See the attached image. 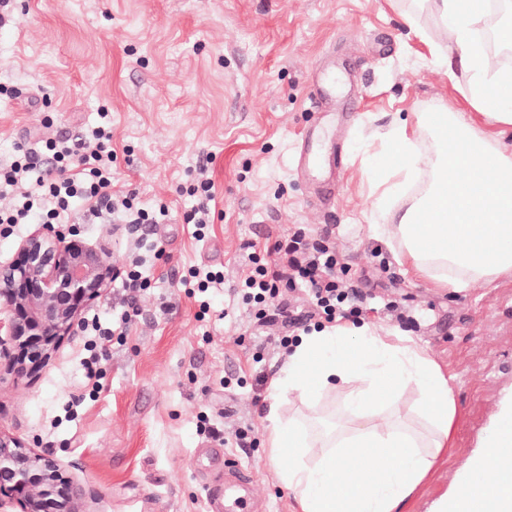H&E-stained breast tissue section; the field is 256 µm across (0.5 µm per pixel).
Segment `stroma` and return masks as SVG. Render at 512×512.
Here are the masks:
<instances>
[{
    "label": "stroma",
    "instance_id": "1",
    "mask_svg": "<svg viewBox=\"0 0 512 512\" xmlns=\"http://www.w3.org/2000/svg\"><path fill=\"white\" fill-rule=\"evenodd\" d=\"M0 24V163L18 149L45 174L47 142L77 139L110 118L112 194L167 206L163 224L82 223L118 270L85 320L119 326L139 315L101 364L89 395L86 331L64 337L48 365L0 377V429L52 455L81 482L90 512H204L203 486L236 455L251 473L254 512H297L266 441L270 387L289 352L280 316L257 327L238 283L260 262L275 269L295 234L326 245L343 284L366 295L361 321L411 338L450 376L451 446L404 512L449 492L512 392V274L462 291L406 274L392 227L427 188L435 137L424 112H453L483 130L448 37L428 0H10ZM320 124L337 146L336 186L315 194L301 176L302 135ZM417 137L420 177L383 198L375 179L399 126ZM213 182L203 237L185 216L190 187ZM151 285L124 288L132 259ZM221 273L197 290L192 270ZM209 309H201V301ZM350 384L284 416L344 419Z\"/></svg>",
    "mask_w": 512,
    "mask_h": 512
}]
</instances>
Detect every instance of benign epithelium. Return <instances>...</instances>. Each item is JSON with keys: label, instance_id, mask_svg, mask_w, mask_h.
I'll return each instance as SVG.
<instances>
[{"label": "benign epithelium", "instance_id": "7a95c632", "mask_svg": "<svg viewBox=\"0 0 512 512\" xmlns=\"http://www.w3.org/2000/svg\"><path fill=\"white\" fill-rule=\"evenodd\" d=\"M19 258L0 264V371L17 378L41 369L61 339L75 335L82 312L114 274L103 247L43 224L25 237ZM21 512H87L85 487L62 474L52 457L0 430V495Z\"/></svg>", "mask_w": 512, "mask_h": 512}]
</instances>
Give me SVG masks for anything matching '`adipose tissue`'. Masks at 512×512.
Instances as JSON below:
<instances>
[{"label":"adipose tissue","instance_id":"obj_1","mask_svg":"<svg viewBox=\"0 0 512 512\" xmlns=\"http://www.w3.org/2000/svg\"><path fill=\"white\" fill-rule=\"evenodd\" d=\"M433 2L448 35V50L458 54L466 74V99L490 129L475 134L444 112L420 117V126L435 134L455 129L465 147L452 151L439 144L435 178L426 194L430 210L413 204L395 229L400 260L413 276L444 288H465L512 274V156L497 141L498 128L512 127V68L486 54L475 37L483 0ZM387 155L394 193L399 184L416 178L421 158L403 129L392 136ZM345 342L352 343L351 353L341 351ZM340 380L355 384L346 405L349 425L325 434L320 459L304 464L301 458L314 442L284 417L279 400L291 391L313 397ZM411 385L423 396L419 427L389 412L396 396ZM455 417L449 377L410 339L382 335L367 325H336L302 337L273 384L265 420L272 454L292 451L293 460L280 466L279 477L300 512H398L448 450ZM498 419L452 493L433 503L429 512H512V455L498 452L512 445V434L501 427L512 420V394L502 399ZM364 457L376 464L367 480L358 481L352 473ZM478 471L489 476L488 486L480 490L471 483Z\"/></svg>","mask_w":512,"mask_h":512}]
</instances>
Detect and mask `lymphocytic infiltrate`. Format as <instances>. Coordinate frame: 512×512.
I'll list each match as a JSON object with an SVG mask.
<instances>
[{
  "label": "lymphocytic infiltrate",
  "instance_id": "obj_1",
  "mask_svg": "<svg viewBox=\"0 0 512 512\" xmlns=\"http://www.w3.org/2000/svg\"><path fill=\"white\" fill-rule=\"evenodd\" d=\"M111 135L104 128L91 132L90 140L55 141L48 149L56 163V174L49 179H38L24 195L22 204L0 210V224H23L34 206L44 209L43 223L56 224L68 217L73 204H81L85 220L102 214L133 217L138 224H157L168 214L167 207L148 212L134 206L133 196L114 198L112 195V159L108 147ZM336 259L328 248L307 244L303 261L291 262L288 268L268 271L258 266L242 280L248 299L258 303L257 319H265V308L274 304L282 289L300 288L311 304L320 308L328 321H335L336 307L345 303L353 315L365 312L364 296L354 288L341 287L336 276Z\"/></svg>",
  "mask_w": 512,
  "mask_h": 512
}]
</instances>
